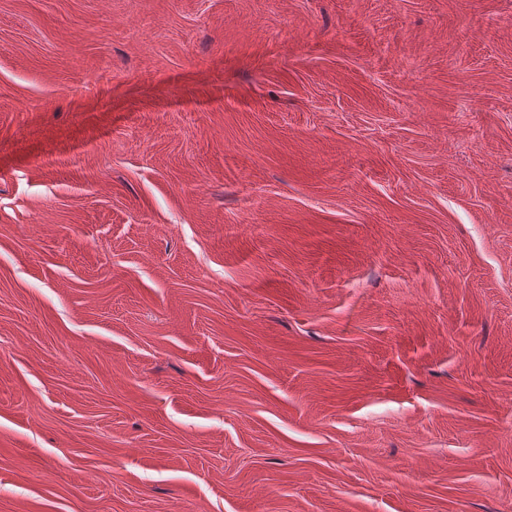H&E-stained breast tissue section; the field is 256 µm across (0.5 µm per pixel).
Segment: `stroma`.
<instances>
[{"label": "stroma", "mask_w": 512, "mask_h": 512, "mask_svg": "<svg viewBox=\"0 0 512 512\" xmlns=\"http://www.w3.org/2000/svg\"><path fill=\"white\" fill-rule=\"evenodd\" d=\"M0 512H512V0H0Z\"/></svg>", "instance_id": "stroma-1"}]
</instances>
